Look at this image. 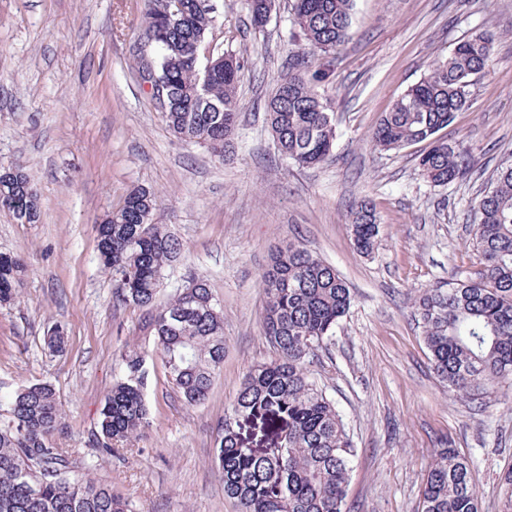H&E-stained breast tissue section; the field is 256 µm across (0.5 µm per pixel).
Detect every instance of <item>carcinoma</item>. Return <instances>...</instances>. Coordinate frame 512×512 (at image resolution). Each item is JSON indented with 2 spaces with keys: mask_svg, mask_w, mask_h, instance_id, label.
I'll use <instances>...</instances> for the list:
<instances>
[{
  "mask_svg": "<svg viewBox=\"0 0 512 512\" xmlns=\"http://www.w3.org/2000/svg\"><path fill=\"white\" fill-rule=\"evenodd\" d=\"M254 25L268 19L274 0H247ZM181 21L159 17L162 0H144L145 24L158 29L159 54L145 69L151 87L161 84L163 119L179 140L211 151L234 135L236 90L245 64L216 53L210 64L197 54L213 29L215 14L205 0H181ZM354 0H293V23L308 49L324 58L345 43ZM495 34L459 40L448 56L409 86L384 114L373 145L384 151L424 143L421 175L445 187L472 173L469 149L440 135L469 108L471 87L489 67ZM331 76L328 65L297 71L281 80L266 105L277 152L297 168L328 160L336 141L333 105L318 92ZM20 224H37L40 208L28 173L0 169V200ZM157 206L155 192L137 187L99 225L98 252L115 281L121 305L142 311L154 349L168 378L189 405L204 402L224 366V319L206 280L193 277L172 300L157 303L162 275L183 244L162 225L146 223ZM469 244L480 268L448 287L421 288L413 315L432 370L448 391L470 404L486 405L489 394L512 392V162L498 165L494 186L468 206ZM350 235L368 256L378 244L375 208L363 200L351 208ZM24 265L0 254V305L14 301ZM266 301L262 332L274 358L244 375L231 410L215 438L214 460L224 497L240 512H351L347 491L356 448L334 402L312 377L317 352L331 344L336 325L352 304L347 282L301 243L289 242L272 256L262 277ZM148 372L142 353L122 357V376L105 396L92 447L110 454L149 423ZM280 424L279 447H246L239 421ZM66 410L48 382L23 385L0 395V512H135L128 499L101 481L72 474L67 452L54 436ZM417 512H480L468 459L440 444L424 480Z\"/></svg>",
  "mask_w": 512,
  "mask_h": 512,
  "instance_id": "obj_1",
  "label": "carcinoma"
}]
</instances>
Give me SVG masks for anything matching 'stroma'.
<instances>
[{"mask_svg":"<svg viewBox=\"0 0 512 512\" xmlns=\"http://www.w3.org/2000/svg\"><path fill=\"white\" fill-rule=\"evenodd\" d=\"M292 0H275L263 27L246 0H216L209 36L243 57L238 126L223 156L172 136L140 77L143 0H0V167L21 166L39 198L36 224L0 210V253L21 257L16 298L0 306V390L51 383L66 426L56 437L75 471L108 483L137 512H237L224 497L214 440L247 370L271 359L261 329L262 275L271 253L303 243L353 293L328 353L312 365L357 453L351 512H414L433 452L450 440L472 465L482 512H504L499 478L512 468V399L475 408L433 374L412 316L418 288L478 268L464 214L512 157V0H355L345 44L319 92L334 103L330 160L299 169L276 151L265 102L288 75L289 51L316 70L323 59L293 40ZM499 34L469 109L443 136L463 141L473 175L445 187L417 167L422 145L376 149L384 112L466 36ZM157 195L154 223L182 242L160 300L189 278L207 280L224 316V367L208 399L189 406L152 351L141 311L117 305L98 260L97 226L127 190ZM369 199L380 219L364 256L349 231L351 207ZM63 351L44 344L51 328ZM146 353L150 423L113 453L90 445L121 357Z\"/></svg>","mask_w":512,"mask_h":512,"instance_id":"1","label":"stroma"}]
</instances>
